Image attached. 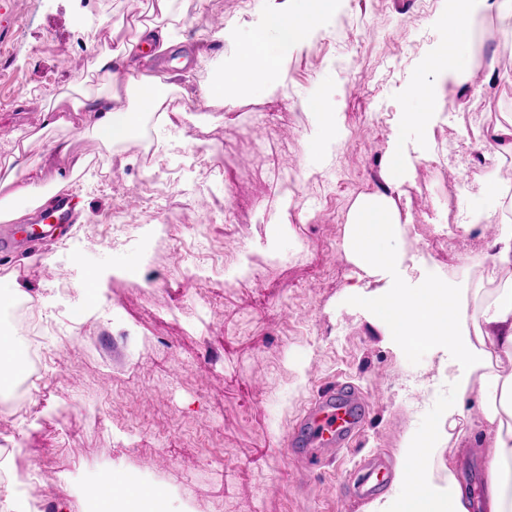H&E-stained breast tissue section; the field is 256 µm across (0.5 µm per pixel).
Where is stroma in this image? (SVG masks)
Masks as SVG:
<instances>
[{"label": "stroma", "instance_id": "35a3bbf8", "mask_svg": "<svg viewBox=\"0 0 512 512\" xmlns=\"http://www.w3.org/2000/svg\"><path fill=\"white\" fill-rule=\"evenodd\" d=\"M141 3L0 0V180L28 133L43 131L49 150L58 136L43 129L50 96L91 66L106 29L132 34ZM271 5L176 0L172 42L200 54L175 77L177 90L198 93L235 59L237 42L217 38L214 19L244 40ZM445 9L446 0H337L271 80L223 107H190L171 126L146 122L138 141L109 150L90 135L77 140L89 159L71 191L81 215L0 256V278H15L21 300L50 323L37 399L23 413L0 410V448L12 449L10 467L41 512H88L83 490L107 470L163 494L169 512H370L352 490L363 465L378 458L396 471L406 433L428 427L454 397V369L423 350L399 352L354 312L358 269L337 257L350 210L382 189L398 138L418 158L394 197L399 213L416 216L401 227L408 261L469 276L468 260L490 258L492 238L461 232L459 209L484 180L512 184V152L484 150L471 175L444 150L469 146V122L488 132L512 123V27L496 12L474 19L464 65L496 68L497 78L442 82L429 132L397 121L415 107L409 90L426 59L448 40ZM314 96L356 145L309 152L319 119L305 102ZM268 112L269 127L260 123ZM152 145L174 172L153 215L134 201ZM103 171L110 187L98 185ZM120 206L128 222L107 233L103 221ZM194 238L223 253V272L192 268L185 244ZM337 383L359 390L367 422L310 470L291 452L293 426ZM483 423L475 393L435 451L437 476L462 450L476 465L457 476L480 488L477 465L494 454L477 436Z\"/></svg>", "mask_w": 512, "mask_h": 512}]
</instances>
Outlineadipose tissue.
Returning <instances> with one entry per match:
<instances>
[{
	"label": "adipose tissue",
	"mask_w": 512,
	"mask_h": 512,
	"mask_svg": "<svg viewBox=\"0 0 512 512\" xmlns=\"http://www.w3.org/2000/svg\"><path fill=\"white\" fill-rule=\"evenodd\" d=\"M491 8L497 10L505 26H512V6L494 5L490 0H448V43L428 61L426 77L411 87L410 95L419 107L399 113L401 123L427 130L440 106L436 78L470 80L471 74L462 64L472 41L469 22ZM335 9L336 0H283L268 12L250 40L240 44L235 60L203 89V104L223 102L225 97L273 76L288 51L307 32L323 28ZM172 12L173 0H155L148 20L138 24L131 36L102 50L72 92L50 99L45 112L47 128L74 129L71 116L81 113L86 131L109 148L130 140L146 116L168 121L174 95L170 74L138 68L137 62L147 49L160 54L170 48ZM123 62L131 68L121 78L114 67ZM40 138L36 132L22 140L10 159L12 174L0 182V208L17 224L68 185L66 179L57 176L48 181L44 175L52 157H72L71 138L54 140L50 152L38 154L34 148ZM72 159L73 172H80L84 159ZM408 168L407 147L393 140L387 191L362 195L351 209L343 249L360 274L349 293L355 310L378 324L385 340L402 353L453 354L458 363L452 377L456 397L441 405L435 426L405 435L394 479L396 490L375 503L371 512H471V493L455 472L442 479L435 476L432 450L442 438L444 426H456L463 417L464 400L475 387L480 390L487 423L484 435L496 450L487 472L484 507L486 512H512V279L474 319L466 306L475 294L468 281L445 277L433 268L408 265L392 198ZM511 194L512 188L484 184L465 208L462 231L474 230ZM117 481V476L105 473L84 489L93 512H120L132 505L139 506L141 512H157L154 489L130 482L124 492L109 494V486Z\"/></svg>",
	"instance_id": "ef3b65f1"
}]
</instances>
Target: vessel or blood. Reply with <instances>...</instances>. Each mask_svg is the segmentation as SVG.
Masks as SVG:
<instances>
[{
    "label": "vessel or blood",
    "mask_w": 512,
    "mask_h": 512,
    "mask_svg": "<svg viewBox=\"0 0 512 512\" xmlns=\"http://www.w3.org/2000/svg\"><path fill=\"white\" fill-rule=\"evenodd\" d=\"M74 210L72 199L61 193L41 209L40 218L51 224H66L72 220ZM365 418L364 403L355 389L339 385L325 391L298 423L301 455L313 459L345 446L362 429Z\"/></svg>",
    "instance_id": "1"
}]
</instances>
